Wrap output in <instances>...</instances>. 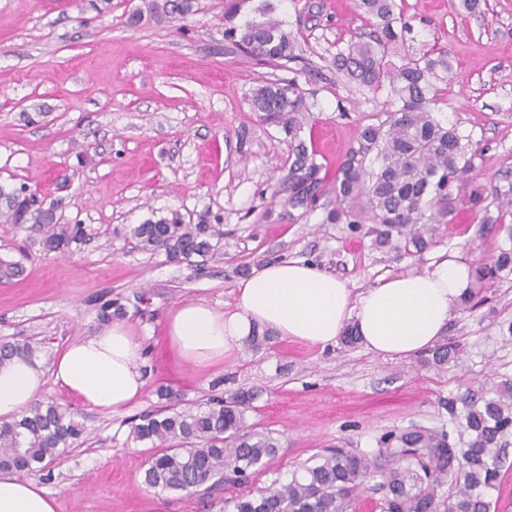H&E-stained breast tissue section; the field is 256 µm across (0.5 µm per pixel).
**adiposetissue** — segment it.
Listing matches in <instances>:
<instances>
[{"label": "adipose tissue", "mask_w": 512, "mask_h": 512, "mask_svg": "<svg viewBox=\"0 0 512 512\" xmlns=\"http://www.w3.org/2000/svg\"><path fill=\"white\" fill-rule=\"evenodd\" d=\"M474 276V264L455 255L421 273L381 278L354 295L332 273L301 260H278L238 280L230 309L219 312L203 301L180 304L165 332L173 354L198 367L234 359L256 329L323 348L350 323L369 351L403 358L434 346ZM144 351L132 326L115 322L63 347L51 372L34 358L5 361L0 421L25 414L49 376L86 406L123 412L144 392L138 368ZM0 512H56V502L37 481L0 471Z\"/></svg>", "instance_id": "adipose-tissue-1"}]
</instances>
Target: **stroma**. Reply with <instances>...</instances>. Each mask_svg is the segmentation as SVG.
I'll return each instance as SVG.
<instances>
[{"instance_id":"obj_1","label":"stroma","mask_w":512,"mask_h":512,"mask_svg":"<svg viewBox=\"0 0 512 512\" xmlns=\"http://www.w3.org/2000/svg\"><path fill=\"white\" fill-rule=\"evenodd\" d=\"M270 1L296 39L295 77L315 103L301 135L336 173L388 100L387 90H368L333 65L367 25L354 0ZM165 2L112 0L102 14L90 0H0V185L37 188L62 223L97 231L59 254L44 251L28 225L0 224V260L22 267L0 279V343L33 344L51 365L63 346L101 328L99 301L119 297L146 346L144 393L124 413L87 409L46 383L43 397L67 406L84 428L76 447L33 474L56 512H224L234 488L207 497L143 482L148 445L133 439L132 423L162 406L164 391L184 408L216 392L258 391L248 420L282 444L252 477L258 491L329 448L370 453L386 433L413 425L454 431L444 400L512 379V275L486 289L480 306L452 311L444 340L459 350L442 370L419 354L390 359L360 345L319 349L277 337L199 370L178 361L163 336L179 304L224 311L245 269L272 259L312 263L357 294L383 275L424 272L455 250L478 264L511 248L512 238L485 218L512 196V0H479L470 14L461 0L403 2L413 49L448 53L436 115L457 126L471 160L450 223L419 255L377 248L348 225L324 223L320 210L279 219L273 192L289 143L258 121L249 99L283 70L225 51V0H194L185 16ZM474 190L484 198L477 206ZM170 209L220 227L221 253L174 264L126 239L128 227Z\"/></svg>"}]
</instances>
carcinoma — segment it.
<instances>
[{
	"label": "carcinoma",
	"mask_w": 512,
	"mask_h": 512,
	"mask_svg": "<svg viewBox=\"0 0 512 512\" xmlns=\"http://www.w3.org/2000/svg\"><path fill=\"white\" fill-rule=\"evenodd\" d=\"M359 15L375 26L368 41H355L336 53V69L377 92L390 88L389 109L377 122L364 126L357 146L342 162L333 184L301 138L311 112L295 79L258 86L250 97L251 111L288 138V170L275 195L282 198L279 217L296 220L323 207L333 193L336 205L324 222L346 223L355 232L367 229L376 242L406 254L422 253L432 242L436 225L448 223L457 190L471 166L463 136L433 115L436 82L448 78V54H417L407 45L412 31L396 0H357ZM237 0L224 8V41L262 64L279 67L298 59L296 43L283 22L275 19L236 23ZM0 224H29L41 235L43 250L66 253L89 241L83 224H62L49 217L19 190L0 187ZM137 247L162 252L170 262H190L219 251L223 233L212 224H190L177 210L152 216L126 231ZM512 272V248L489 263L477 265L475 282L464 299L474 307L481 292ZM127 314L118 299L99 306L98 317L109 322ZM28 343L0 344V363L31 358ZM442 343L431 350L427 365L442 370L455 358ZM257 394L240 391L214 395L196 408L169 404L140 416L133 439L151 443L144 472L151 489L211 494L231 483L239 493L224 499L230 512H350L355 496L370 477L380 478L381 512H491L493 492L500 491L503 457L512 444V382L506 380L480 394L467 392L448 399V413L458 422V442L445 429L413 426L390 432L380 448L364 453L336 448L304 465L286 483L258 493L245 491L251 477L274 459L280 441L258 432L247 422ZM83 426L68 408L55 401H37L19 420L0 424V470L33 472L76 444Z\"/></svg>",
	"instance_id": "1"
}]
</instances>
